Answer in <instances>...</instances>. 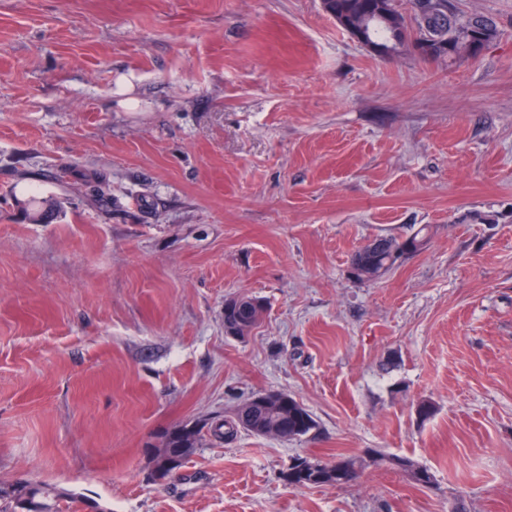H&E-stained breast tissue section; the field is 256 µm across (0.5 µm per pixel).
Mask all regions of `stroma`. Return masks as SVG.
<instances>
[{
  "label": "stroma",
  "instance_id": "35a3bbf8",
  "mask_svg": "<svg viewBox=\"0 0 512 512\" xmlns=\"http://www.w3.org/2000/svg\"><path fill=\"white\" fill-rule=\"evenodd\" d=\"M455 4L500 35L426 62L322 0H0V483L62 512H512V0ZM239 294L267 311L233 340ZM269 391L315 429L150 479L162 431ZM362 454L348 485L283 478ZM425 229L419 228L403 240L395 237L375 238L353 256L351 276L361 282L382 279L401 255L417 251L428 240L427 234L420 235ZM25 496L38 503L39 506L34 512H59V510H53L56 509V504L52 505L41 500L50 496L49 489L43 486L23 482L0 484V500H7L8 503H11L12 512H20V501Z\"/></svg>",
  "mask_w": 512,
  "mask_h": 512
}]
</instances>
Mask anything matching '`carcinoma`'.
Instances as JSON below:
<instances>
[{
    "label": "carcinoma",
    "mask_w": 512,
    "mask_h": 512,
    "mask_svg": "<svg viewBox=\"0 0 512 512\" xmlns=\"http://www.w3.org/2000/svg\"><path fill=\"white\" fill-rule=\"evenodd\" d=\"M423 0H410L411 14L405 15L399 8L398 0H322L323 7L336 22L351 35L362 34L383 56L398 54L404 50L417 49L424 29L431 31V37L439 43L433 52L424 56L428 61L441 59L456 60L473 56V33L491 43L499 36L495 23L489 19L474 18L462 21L458 18L452 3L439 0L440 9L434 14L420 15L419 5ZM46 201L31 197L28 200V217L35 224L49 219V210L43 208ZM427 241L423 229H418L409 237L399 240L395 237H380L357 251L351 261V276L361 282H375L382 279L401 255L418 250ZM251 315H246L238 307L224 313V328L234 330L238 326L254 323L257 313L266 310L263 300L246 296ZM292 410L298 414L302 428L297 437L307 435L315 423L308 411L297 401H292ZM244 420L234 414L233 420L217 424L211 432L219 438L229 440L242 427ZM203 427L195 424L171 429L165 434L164 450L161 459L152 469L154 478L161 480L176 471L202 444ZM284 480L296 486H340L342 481L327 471H318L311 466L301 468L296 464L283 472ZM50 496L49 489L31 483L17 482L0 484V500L12 504V512H20V501L28 497L38 503L35 512H55V506L45 502Z\"/></svg>",
    "instance_id": "1"
}]
</instances>
